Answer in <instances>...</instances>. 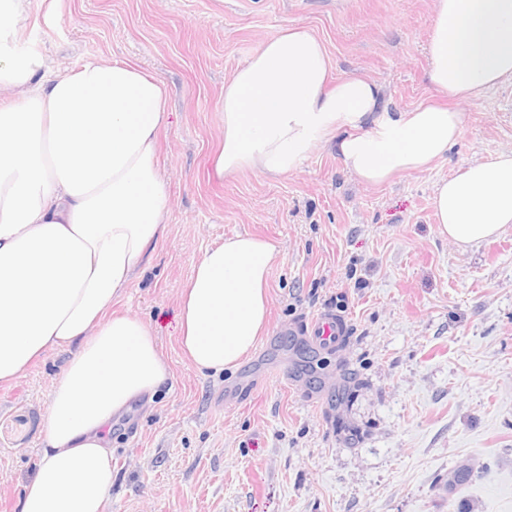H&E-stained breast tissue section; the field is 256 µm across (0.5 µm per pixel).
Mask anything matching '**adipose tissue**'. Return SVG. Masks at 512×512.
<instances>
[{"mask_svg": "<svg viewBox=\"0 0 512 512\" xmlns=\"http://www.w3.org/2000/svg\"><path fill=\"white\" fill-rule=\"evenodd\" d=\"M31 4L0 0V381L47 350H70L19 512H102L112 420L170 376L149 325L109 313L165 234L168 91L119 60L47 77L41 56L7 48ZM429 54L427 80L446 104L389 108L368 78L329 84L332 62L314 30L284 29L224 82L213 177L278 178L321 141L365 184L429 169L464 131L456 102L512 82V0H434ZM432 207L457 248L498 235L512 224V150L438 182ZM279 256L249 233L205 251L180 300L178 344L192 366L233 370L252 353Z\"/></svg>", "mask_w": 512, "mask_h": 512, "instance_id": "ef3b65f1", "label": "adipose tissue"}]
</instances>
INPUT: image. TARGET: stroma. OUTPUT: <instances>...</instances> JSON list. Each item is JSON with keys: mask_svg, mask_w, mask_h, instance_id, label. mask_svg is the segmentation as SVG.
I'll use <instances>...</instances> for the list:
<instances>
[{"mask_svg": "<svg viewBox=\"0 0 512 512\" xmlns=\"http://www.w3.org/2000/svg\"><path fill=\"white\" fill-rule=\"evenodd\" d=\"M432 0H33L8 47L55 76L124 60L165 81L164 238L112 309L142 318L170 378L116 419L103 512H512V227L461 250L439 235L434 185L512 150V84L461 102L462 137L423 172L359 183L316 147L277 180L217 181L224 81L267 39L308 27L333 77L363 75L401 109L432 98ZM236 233L275 242L270 321L237 369L201 372L177 342L179 298L205 250ZM331 310L338 346L299 326ZM52 349L0 384V512L44 444ZM471 460V482L441 480Z\"/></svg>", "mask_w": 512, "mask_h": 512, "instance_id": "1", "label": "stroma"}]
</instances>
